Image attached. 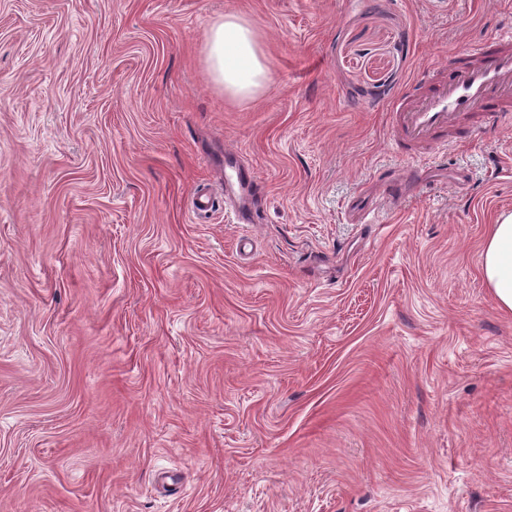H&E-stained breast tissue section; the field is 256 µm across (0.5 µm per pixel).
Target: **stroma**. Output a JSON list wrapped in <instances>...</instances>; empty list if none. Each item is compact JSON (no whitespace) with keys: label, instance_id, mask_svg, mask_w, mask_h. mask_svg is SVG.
Returning <instances> with one entry per match:
<instances>
[{"label":"stroma","instance_id":"35a3bbf8","mask_svg":"<svg viewBox=\"0 0 512 512\" xmlns=\"http://www.w3.org/2000/svg\"><path fill=\"white\" fill-rule=\"evenodd\" d=\"M229 10L267 53L254 101L206 72ZM510 24L512 0H0V512H512V314L480 258L512 123L349 215L408 165L393 99Z\"/></svg>","mask_w":512,"mask_h":512}]
</instances>
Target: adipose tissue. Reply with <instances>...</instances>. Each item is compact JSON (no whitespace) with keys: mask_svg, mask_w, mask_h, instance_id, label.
Returning a JSON list of instances; mask_svg holds the SVG:
<instances>
[{"mask_svg":"<svg viewBox=\"0 0 512 512\" xmlns=\"http://www.w3.org/2000/svg\"><path fill=\"white\" fill-rule=\"evenodd\" d=\"M204 54L211 81L231 99H256L271 81L262 43L241 13L230 11L213 20ZM481 269L501 310L512 313V214L490 225Z\"/></svg>","mask_w":512,"mask_h":512,"instance_id":"obj_1","label":"adipose tissue"}]
</instances>
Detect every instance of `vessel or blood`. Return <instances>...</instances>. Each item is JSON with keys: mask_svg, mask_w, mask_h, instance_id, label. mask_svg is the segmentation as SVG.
Masks as SVG:
<instances>
[{"mask_svg": "<svg viewBox=\"0 0 512 512\" xmlns=\"http://www.w3.org/2000/svg\"><path fill=\"white\" fill-rule=\"evenodd\" d=\"M390 114L393 146L405 155L434 142L472 139L471 118L486 125L512 119V29L453 53L447 65L428 64Z\"/></svg>", "mask_w": 512, "mask_h": 512, "instance_id": "vessel-or-blood-1", "label": "vessel or blood"}]
</instances>
